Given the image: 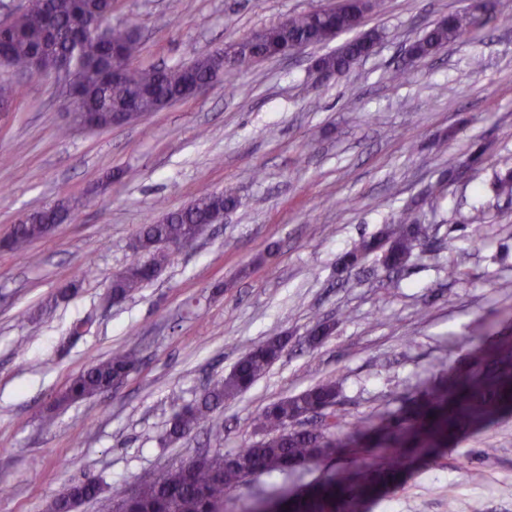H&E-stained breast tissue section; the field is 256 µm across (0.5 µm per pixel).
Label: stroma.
Listing matches in <instances>:
<instances>
[{"label":"stroma","instance_id":"1","mask_svg":"<svg viewBox=\"0 0 512 512\" xmlns=\"http://www.w3.org/2000/svg\"><path fill=\"white\" fill-rule=\"evenodd\" d=\"M339 0H112V23L135 18L140 64L173 67L247 33ZM472 0H381L363 30L382 31L373 55L342 76L314 63L344 33L288 59L228 69L203 92L136 123L83 131L70 124L50 76L19 79L0 113V236L25 212L76 198L74 218L27 251L0 246V512H46L71 482L99 479L109 512L137 474L198 452L253 441L270 402L322 380L340 386L347 421L381 422L442 376L464 367L473 331L512 336V200L496 174L512 170V29L495 18L389 73L423 32ZM231 189L238 209L174 252L157 277L118 304L105 295L138 255L143 224L185 208L200 192ZM412 209L421 253L405 270L371 256L351 271L338 257ZM481 211L480 235L471 217ZM461 272L448 277L449 264ZM76 283L66 297L59 287ZM319 321L335 330L304 346ZM289 339L287 353L212 421L167 446L166 424L232 369L250 346ZM117 349L140 363L116 390L63 409L69 380ZM318 466L247 480L228 512L266 497L272 483L299 492ZM361 512H512V414L416 463Z\"/></svg>","mask_w":512,"mask_h":512}]
</instances>
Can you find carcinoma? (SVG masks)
Segmentation results:
<instances>
[{
	"mask_svg": "<svg viewBox=\"0 0 512 512\" xmlns=\"http://www.w3.org/2000/svg\"><path fill=\"white\" fill-rule=\"evenodd\" d=\"M378 0H349L289 18L262 28L261 42L231 45L245 65L273 59L288 49L321 44L334 33L351 30L353 14L373 10ZM490 2L452 13L440 19L412 45V58L422 59L482 25ZM112 0H25L23 13L0 29V54L16 72L28 71L32 62L49 72L59 59L70 67V98L88 112L124 113V122L138 119L137 112H153L163 102L181 98L182 85L191 76L209 82L221 67L219 53L202 55L186 64L160 68L134 66L140 51L138 25L132 18L109 24ZM381 38L371 30L344 43L335 52L318 59L320 66L343 75L364 54L368 44ZM124 65L122 82L112 84L113 61ZM239 199L231 190L203 191L189 207L168 213L144 225L141 251L148 263L133 262L112 280V298L124 300L151 279L170 255L191 244L216 216L237 208ZM45 213L33 211L28 220L13 229L11 248L22 250L43 237ZM421 224L414 211H403L394 223L371 237H361L338 258L349 268L378 253L391 269L407 265L420 245ZM329 324L318 322L308 331L309 346L320 345L331 333ZM471 367L449 384L421 391V401L378 425L365 421L348 423L337 412L339 390L327 380L297 395L266 405L254 421L259 439L233 452H205L185 464L163 472L136 475L135 495L119 499L115 512H226L231 495L249 473L286 475L311 463H320L340 450L374 449V462L362 471L334 473L317 484L311 495L280 488L245 512H357L358 504L380 487L397 484L414 461L448 447L452 436L491 421L512 409V337L499 341L480 332ZM288 338L273 336L245 351L230 372L208 387L200 399L184 405L173 415L164 441L177 443L202 422L248 390L279 360ZM138 359L127 350L112 355L70 380L57 398L68 405L122 384L136 368ZM100 482L85 478L70 483L55 495L47 512H76L85 502L99 498Z\"/></svg>",
	"mask_w": 512,
	"mask_h": 512,
	"instance_id": "obj_1",
	"label": "carcinoma"
}]
</instances>
